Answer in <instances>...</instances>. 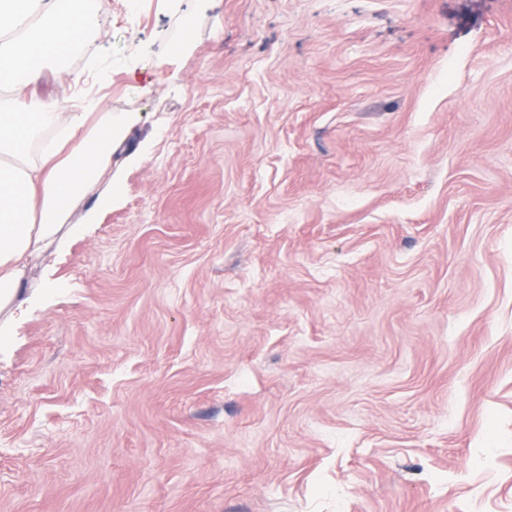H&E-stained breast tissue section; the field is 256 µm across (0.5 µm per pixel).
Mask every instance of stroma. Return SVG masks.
Masks as SVG:
<instances>
[{
	"label": "stroma",
	"mask_w": 512,
	"mask_h": 512,
	"mask_svg": "<svg viewBox=\"0 0 512 512\" xmlns=\"http://www.w3.org/2000/svg\"><path fill=\"white\" fill-rule=\"evenodd\" d=\"M100 2L0 512H512V0Z\"/></svg>",
	"instance_id": "1"
}]
</instances>
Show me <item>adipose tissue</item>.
<instances>
[{"label": "adipose tissue", "mask_w": 512, "mask_h": 512, "mask_svg": "<svg viewBox=\"0 0 512 512\" xmlns=\"http://www.w3.org/2000/svg\"><path fill=\"white\" fill-rule=\"evenodd\" d=\"M99 15V0H0V311L16 307L31 261L64 245L127 123L100 101L72 109L39 92L48 70L90 51Z\"/></svg>", "instance_id": "obj_1"}]
</instances>
